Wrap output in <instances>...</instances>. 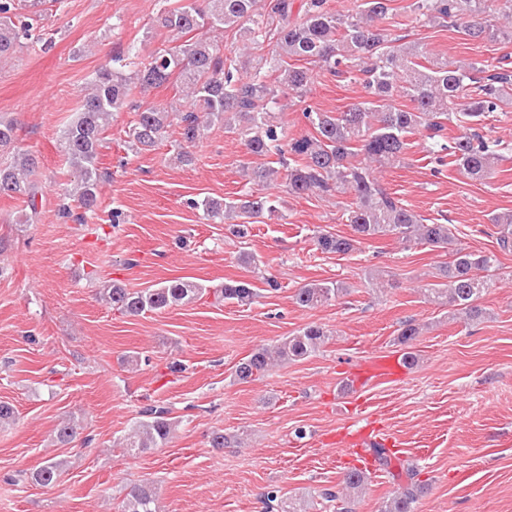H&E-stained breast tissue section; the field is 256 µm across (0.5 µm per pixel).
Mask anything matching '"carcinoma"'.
Masks as SVG:
<instances>
[{"mask_svg": "<svg viewBox=\"0 0 512 512\" xmlns=\"http://www.w3.org/2000/svg\"><path fill=\"white\" fill-rule=\"evenodd\" d=\"M392 0H356L354 8L337 13L328 0H303L294 14L295 0H172L149 22L143 37L157 31L172 37L175 45L161 48L146 62L138 60L135 46L127 54L112 57L101 66L83 94L77 117L64 131L60 148L69 163L74 191L69 194L82 214L69 205L62 215L86 223L85 214L98 205L103 174L97 158L112 115L121 110L135 112L127 132L128 149L139 154L153 151L177 128L175 162H194L192 148L211 125L240 137L252 161L242 165L249 181L267 186L282 183L288 195L335 197L346 195L342 218L353 235L318 233L316 250L324 254H347L356 244L382 237H395L406 247L426 245L448 251L449 260L438 269L439 283L424 289L427 301L448 305L466 321H479L486 309L478 300L492 287L490 272L498 262L495 252L467 251L455 247L447 224L424 223V218L402 199L389 192L376 176L380 168L404 163L409 136L420 132L429 140V151L444 165V156L466 178L482 181L494 171L502 154L483 134L486 120L512 99V70L508 64L450 62L429 58L422 44L405 41L387 24ZM27 9L22 14L19 9ZM410 11L424 24L454 27L464 35L491 42H512V0H412ZM42 21L39 0L22 5L0 0V60L13 56L20 38ZM212 29L234 32L236 46L224 52L205 36ZM358 82L365 90L361 102L341 112L310 106L302 116L310 132L288 135L280 116L282 101L301 98L310 90L313 68ZM170 84L177 103H159L143 108L134 98L142 91ZM406 98L412 106L400 108L396 100ZM460 133L446 136L450 118ZM16 124L0 118V151L11 147ZM37 156L17 151L0 161V196L21 197L30 217L38 214L34 176ZM216 221L242 219L248 224L276 211L275 201L251 191L234 200L207 197L193 203ZM496 244L512 251V212L491 217ZM346 287L339 281L309 283L297 289L293 299L301 308L330 304ZM213 293L224 301L241 305L254 302L257 293L247 281H228L211 289L199 282L176 278L149 288L130 289L111 281L102 285L100 298L126 316H140L189 303ZM330 332L309 324L271 347L259 348L236 366L238 380L248 381L268 370L275 360L306 359L328 342ZM179 425L164 407L148 405L121 442L127 454L136 456L166 444ZM63 461L47 459L30 480L41 485L57 481ZM392 478L407 480L380 512H414V504L425 489L417 472L408 470ZM345 491L322 493L327 501L352 500L365 486V475L353 469L345 476ZM265 512H302L285 504L278 491L264 494ZM121 512H159L155 487L147 482L130 487Z\"/></svg>", "mask_w": 512, "mask_h": 512, "instance_id": "1", "label": "carcinoma"}]
</instances>
